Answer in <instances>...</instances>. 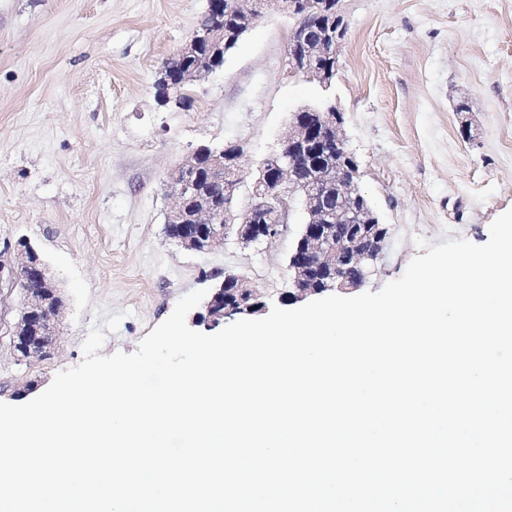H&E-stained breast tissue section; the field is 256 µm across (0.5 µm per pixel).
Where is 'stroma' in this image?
Instances as JSON below:
<instances>
[{
  "label": "stroma",
  "mask_w": 512,
  "mask_h": 512,
  "mask_svg": "<svg viewBox=\"0 0 512 512\" xmlns=\"http://www.w3.org/2000/svg\"><path fill=\"white\" fill-rule=\"evenodd\" d=\"M207 0H0V252L29 241L65 294L54 354L18 362L23 303L0 288V402L77 365L93 326L122 314L101 350L136 351L189 291L243 276L267 305L288 289L294 213L274 244L235 237L188 251L165 234L163 178L197 145L241 143L246 169L280 147L297 108L330 98L344 116L358 183L392 234L378 292L420 250L481 245L512 208V0H342L347 35L329 90L290 73L295 24L268 0L221 69L160 106L161 61L190 38Z\"/></svg>",
  "instance_id": "stroma-1"
}]
</instances>
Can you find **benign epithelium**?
I'll list each match as a JSON object with an SVG mask.
<instances>
[{
	"label": "benign epithelium",
	"mask_w": 512,
	"mask_h": 512,
	"mask_svg": "<svg viewBox=\"0 0 512 512\" xmlns=\"http://www.w3.org/2000/svg\"><path fill=\"white\" fill-rule=\"evenodd\" d=\"M266 0H230L231 8L239 16L241 24H247L253 13L264 9ZM219 0H207L204 17L192 38L179 50L178 55L187 58L194 54L200 44H209L214 52L224 50V40L217 35L222 26L223 15ZM341 29L328 31L311 38L302 25H294L289 43L303 46L302 57H292L289 65L292 72L324 87L328 86L337 71L316 66L317 59L339 54ZM311 111L305 107L297 110L285 133L281 149L273 156V169L278 178L281 196L278 208L274 209L276 223L256 224L252 212L247 210L235 224L224 223V214L216 211L212 200L200 193L195 184V163L199 155L211 156L218 168L224 164L236 165L240 159L239 146H199L188 161L169 171L164 180V189L174 195L175 202L166 211L165 227L174 231L180 245L189 251L205 252L234 236L244 245L272 243L280 238L288 227L290 201L296 192L295 172L299 161L304 159L310 170L304 184L303 202L307 222L297 239L289 257V283L292 290L287 300L300 301L309 295L323 292L321 288L308 286L310 269L313 266L329 265L340 257H349L363 271L362 280L351 282L336 276L326 285V290H346L362 285L376 271L384 248L385 237L378 217L371 211L358 182L344 177L351 172L358 175L359 166L347 147L343 115L336 105L326 104L317 109L327 136L336 146V161L325 163L321 157L323 141L315 136L307 125L303 114ZM271 169V170H273ZM263 168L253 183V196L266 195V186L273 173ZM193 203L191 224H186L185 206ZM11 285H24L26 300L24 310L13 325L11 347L17 360L31 363L46 358L58 346V326L65 304L60 299L61 288L50 275L46 264L31 246L12 251L9 270L0 263V281ZM205 312L199 319L216 326L228 318L251 316L266 309V304L243 302L235 308L224 307V281L217 282L204 305Z\"/></svg>",
	"instance_id": "7a95c632"
}]
</instances>
